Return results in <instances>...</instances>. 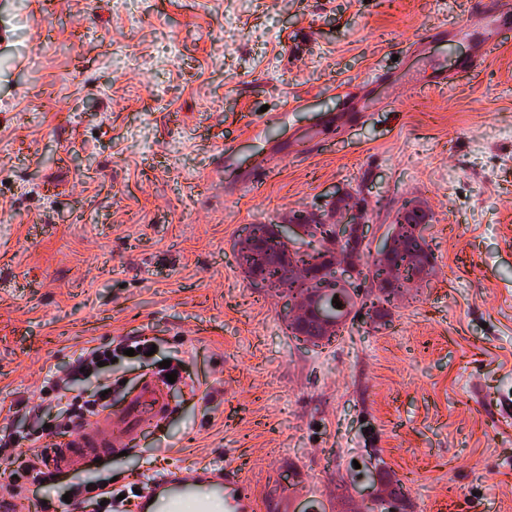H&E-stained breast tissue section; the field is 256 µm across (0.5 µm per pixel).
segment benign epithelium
<instances>
[{"label":"benign epithelium","instance_id":"1","mask_svg":"<svg viewBox=\"0 0 512 512\" xmlns=\"http://www.w3.org/2000/svg\"><path fill=\"white\" fill-rule=\"evenodd\" d=\"M419 210V205L408 203L393 224L377 259L391 254L395 240L399 239V226L407 223V217ZM365 220L359 209H349L334 203L324 213L301 211L289 216L285 225L274 226L277 237L285 243L288 252V282L293 289L287 293L290 301L289 323L296 326L311 320L321 327V334L310 336L294 331L303 341L319 346L335 337L338 328L347 319L359 293L357 281L364 275L363 245L366 241ZM318 249L325 264L311 273L299 269L294 262L297 252ZM434 273L429 253L420 254L416 275L404 279V272L394 267L380 265V275L374 277L376 288L387 291L400 284L404 287L430 280ZM341 302L336 306L332 300ZM398 498L395 491L385 494L373 489L354 499L355 512H397Z\"/></svg>","mask_w":512,"mask_h":512}]
</instances>
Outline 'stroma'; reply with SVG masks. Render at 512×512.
Instances as JSON below:
<instances>
[{
    "label": "stroma",
    "mask_w": 512,
    "mask_h": 512,
    "mask_svg": "<svg viewBox=\"0 0 512 512\" xmlns=\"http://www.w3.org/2000/svg\"><path fill=\"white\" fill-rule=\"evenodd\" d=\"M473 7L0 0V403L36 404L82 348L145 339L154 354L75 382L112 378L117 413L180 368L166 422L80 477L130 512L146 476L229 461L254 512H346L376 472L402 512H512V23L462 73ZM349 89L367 111L325 130ZM346 189L367 204L365 265L416 202L436 275L316 347L236 249ZM42 421L0 428L20 455L56 447Z\"/></svg>",
    "instance_id": "1"
}]
</instances>
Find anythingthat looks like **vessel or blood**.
Here are the masks:
<instances>
[{
    "mask_svg": "<svg viewBox=\"0 0 512 512\" xmlns=\"http://www.w3.org/2000/svg\"><path fill=\"white\" fill-rule=\"evenodd\" d=\"M475 15L479 44L467 58L466 70H477L496 45L502 25L512 22V0H478ZM166 384L159 379L143 382L125 403L120 414L99 409L74 434L63 437L47 452V468L56 473H76L95 460L132 450L144 427L161 423L171 413ZM223 499L225 512H252L253 499L241 466H208L190 472L173 469L156 476L142 491L146 512H212L216 499Z\"/></svg>",
    "mask_w": 512,
    "mask_h": 512,
    "instance_id": "1",
    "label": "vessel or blood"
}]
</instances>
